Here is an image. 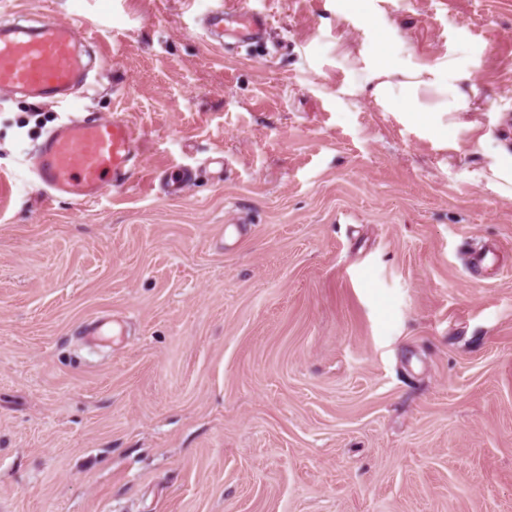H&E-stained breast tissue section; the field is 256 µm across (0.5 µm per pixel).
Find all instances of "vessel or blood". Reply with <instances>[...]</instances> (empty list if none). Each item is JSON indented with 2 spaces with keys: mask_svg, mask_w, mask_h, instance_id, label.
<instances>
[{
  "mask_svg": "<svg viewBox=\"0 0 512 512\" xmlns=\"http://www.w3.org/2000/svg\"><path fill=\"white\" fill-rule=\"evenodd\" d=\"M268 27V16L224 2L203 19L211 39L230 28L240 39L258 41ZM89 40L83 27L70 23L1 24L0 89L65 101L89 76L90 68L79 51ZM137 140L134 129L118 115L107 121L69 120L51 131L35 151L31 171L48 197L66 195L87 203L135 174Z\"/></svg>",
  "mask_w": 512,
  "mask_h": 512,
  "instance_id": "1",
  "label": "vessel or blood"
}]
</instances>
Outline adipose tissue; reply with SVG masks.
Listing matches in <instances>:
<instances>
[{
    "instance_id": "obj_1",
    "label": "adipose tissue",
    "mask_w": 512,
    "mask_h": 512,
    "mask_svg": "<svg viewBox=\"0 0 512 512\" xmlns=\"http://www.w3.org/2000/svg\"><path fill=\"white\" fill-rule=\"evenodd\" d=\"M364 80L372 95L395 112H406L419 124L429 125L434 113L465 112L467 96L448 81V65H401L386 42H379L375 56L364 69ZM432 91L439 95L436 107L423 105L419 96Z\"/></svg>"
}]
</instances>
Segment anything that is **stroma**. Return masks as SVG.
<instances>
[{
	"mask_svg": "<svg viewBox=\"0 0 512 512\" xmlns=\"http://www.w3.org/2000/svg\"><path fill=\"white\" fill-rule=\"evenodd\" d=\"M239 2L270 26L228 53L211 0H0L103 68L0 96V512H512V0ZM382 39L475 111L380 106ZM115 114L139 173L46 199L37 145ZM488 169L491 173L488 186L503 195L512 194V153L490 152Z\"/></svg>",
	"mask_w": 512,
	"mask_h": 512,
	"instance_id": "1",
	"label": "stroma"
}]
</instances>
